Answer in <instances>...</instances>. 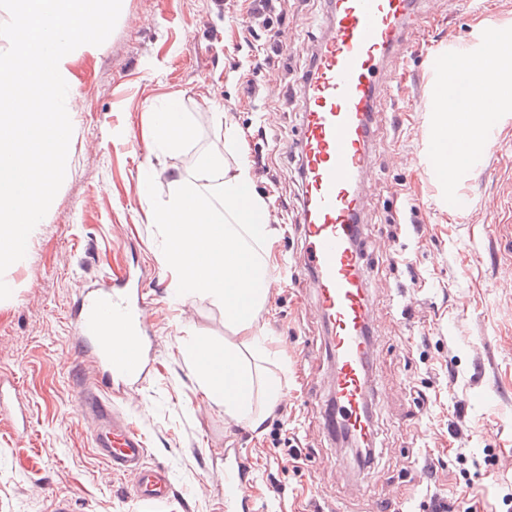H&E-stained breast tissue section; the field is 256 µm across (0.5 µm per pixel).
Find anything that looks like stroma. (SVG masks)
<instances>
[{"label":"stroma","mask_w":512,"mask_h":512,"mask_svg":"<svg viewBox=\"0 0 512 512\" xmlns=\"http://www.w3.org/2000/svg\"><path fill=\"white\" fill-rule=\"evenodd\" d=\"M420 8L433 26L410 31L416 52L390 63L383 108L394 118L376 123L370 156L361 242L377 350L370 467L323 432L327 337L311 312L313 290L295 277L268 295L256 320L280 353L261 366L281 378L284 412L267 411L256 427L225 420L186 350L196 338H230L224 309L205 296L175 300L164 227L136 193L151 172L156 198H166L173 173L216 144L209 114L223 112L248 155L271 167L253 174L273 212L261 253L268 265L285 258L300 268L302 186L289 147L327 0H286L271 31H259V48L279 46L271 86L236 48L245 0H122L101 48L68 63L66 176L24 260L4 274L12 294L0 300V377L16 382L20 405L0 415V512H51L55 497L72 512H155L129 497L131 478L97 453L75 400L77 378L92 366L72 355L68 310L78 289L127 265L146 271L158 344L137 397L121 409L143 434L148 463L169 470L176 499L163 512H224L228 447L251 468L257 512H433L439 498L464 512L469 494L512 512V111L491 125L497 150L483 172L446 183L421 164L436 58L487 20L512 36V0H422ZM173 97L195 134L166 155L150 146V114ZM455 193L469 197L467 213L448 208ZM289 439L299 460L285 451Z\"/></svg>","instance_id":"1"}]
</instances>
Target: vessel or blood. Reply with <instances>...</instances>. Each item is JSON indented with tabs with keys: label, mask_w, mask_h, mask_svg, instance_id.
<instances>
[{
	"label": "vessel or blood",
	"mask_w": 512,
	"mask_h": 512,
	"mask_svg": "<svg viewBox=\"0 0 512 512\" xmlns=\"http://www.w3.org/2000/svg\"><path fill=\"white\" fill-rule=\"evenodd\" d=\"M417 0H329V31L302 81L303 113L297 143L303 171L302 271L315 293V315L329 336L334 361L329 380L332 405L323 414L327 432L371 445L368 368L375 349L370 336V295L355 243L365 209L372 148L371 126L392 76L391 59L414 50L410 28L426 20ZM492 144L453 153L449 166L478 170ZM81 355L91 357L93 375L76 397L95 423V448L113 472L130 475V497L164 504L174 496L168 470L147 465L144 436L116 403L136 389L153 366L156 338L151 302L142 276L131 270L110 274L100 287L80 289L68 316ZM136 337L139 357L117 350ZM251 472L238 449L224 451V512H242L251 496Z\"/></svg>",
	"instance_id": "vessel-or-blood-1"
}]
</instances>
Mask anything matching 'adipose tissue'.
<instances>
[{"mask_svg": "<svg viewBox=\"0 0 512 512\" xmlns=\"http://www.w3.org/2000/svg\"><path fill=\"white\" fill-rule=\"evenodd\" d=\"M440 73L465 68L468 84L461 93L449 94L446 83L432 92L434 123L429 132L432 153L439 158V178L448 176V132L458 128V145L471 148L482 141L499 111L512 105V42L493 52H469L440 58ZM210 120L224 133L223 148L204 154L187 174L170 182L165 200L155 201L152 176L142 177L136 190L149 202L151 212L165 228V261L175 274L178 297L203 295L224 308V326L234 338L218 345L206 340L189 343L192 369L209 396L223 403L227 419L259 424L264 407L282 396L280 377L259 371L257 359L270 358L266 336L255 326L256 315L267 300L263 283L268 265L257 247L266 240L268 208L256 193L246 149L224 115ZM152 144L167 154L183 148L193 128L178 101L151 114ZM236 381L247 391L237 398L229 390Z\"/></svg>", "mask_w": 512, "mask_h": 512, "instance_id": "obj_1", "label": "adipose tissue"}]
</instances>
